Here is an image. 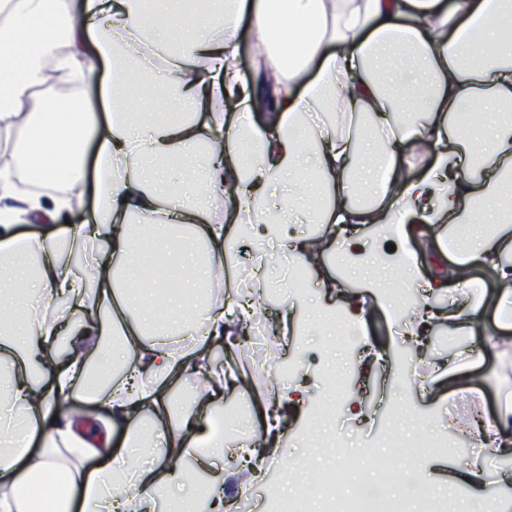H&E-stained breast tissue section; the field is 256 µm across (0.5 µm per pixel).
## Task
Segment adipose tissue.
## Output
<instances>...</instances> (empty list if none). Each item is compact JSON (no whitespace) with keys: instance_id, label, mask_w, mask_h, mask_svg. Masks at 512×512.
I'll return each instance as SVG.
<instances>
[{"instance_id":"adipose-tissue-1","label":"adipose tissue","mask_w":512,"mask_h":512,"mask_svg":"<svg viewBox=\"0 0 512 512\" xmlns=\"http://www.w3.org/2000/svg\"><path fill=\"white\" fill-rule=\"evenodd\" d=\"M249 25L257 73L238 68L239 29ZM162 51L177 89L144 116L153 84L145 47ZM112 76L96 82L99 62ZM396 68L414 121L379 79ZM109 107L99 126L92 95ZM237 116L224 119V100ZM270 103L262 123L253 113ZM512 0H0V512H158L161 492L188 460L224 457L212 424L237 375L208 366L210 340L233 345L251 328L274 252L318 276L324 301L338 292L330 259L362 287L345 304L365 356L373 340V269L394 267L427 296L411 316L390 313L402 343L423 346L431 329L470 337L459 361L420 387L448 398L447 374L512 347ZM491 109L468 130L463 110ZM207 113L199 126L184 112ZM421 179L407 175L415 162ZM287 182L274 224H260V192ZM93 184L91 219L63 224L74 190ZM320 227L283 237L293 213ZM480 218L466 245L455 226ZM39 224L38 234L19 232ZM397 237L392 258L368 256L371 232ZM252 243L249 292L200 304L241 238ZM440 257L422 276L410 241ZM83 253L70 276L64 250ZM493 272L495 288L471 271ZM181 275L178 287L166 271ZM95 297L86 303V281ZM451 294L448 306L429 296ZM493 325H486V314ZM120 337L119 371L90 382L79 345ZM195 377L188 415L173 420L167 390ZM309 390L295 381L260 403L241 435L242 469H261L252 448L276 447ZM76 398L96 411L75 420ZM123 430L120 447L112 436ZM483 447L512 448V390Z\"/></svg>"}]
</instances>
